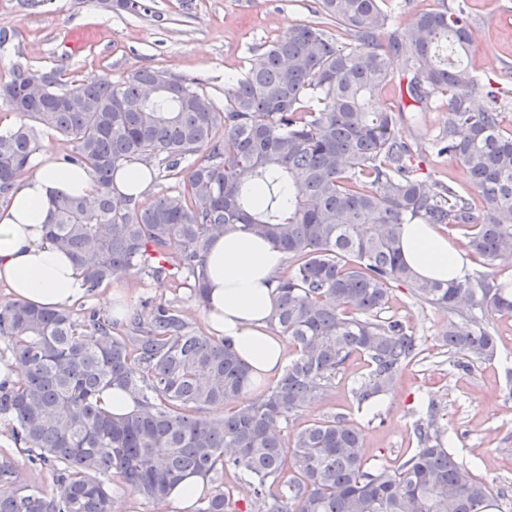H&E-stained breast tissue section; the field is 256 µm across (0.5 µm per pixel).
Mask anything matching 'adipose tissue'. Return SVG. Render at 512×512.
Masks as SVG:
<instances>
[{
	"label": "adipose tissue",
	"instance_id": "1",
	"mask_svg": "<svg viewBox=\"0 0 512 512\" xmlns=\"http://www.w3.org/2000/svg\"><path fill=\"white\" fill-rule=\"evenodd\" d=\"M33 165L8 208L0 211V284L12 299L59 309L82 294L83 276L45 237L50 198L59 189L89 198L93 187L87 172L60 165L49 155ZM400 243L417 278L460 281L471 273L463 255L431 225H402ZM286 258L268 239L235 229L215 237L209 250L204 318L248 366L254 385L274 378L284 365V346L269 333L267 320L275 301L274 278Z\"/></svg>",
	"mask_w": 512,
	"mask_h": 512
}]
</instances>
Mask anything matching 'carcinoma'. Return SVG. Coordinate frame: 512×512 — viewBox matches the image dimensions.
<instances>
[{
    "instance_id": "cac0c4a2",
    "label": "carcinoma",
    "mask_w": 512,
    "mask_h": 512,
    "mask_svg": "<svg viewBox=\"0 0 512 512\" xmlns=\"http://www.w3.org/2000/svg\"><path fill=\"white\" fill-rule=\"evenodd\" d=\"M384 0H317L314 18L277 36L224 89L218 105L194 79L140 69L120 81L79 82L62 71L15 67L0 100L27 119L0 132V208L32 168L40 137L72 144L66 161L92 178L96 200L58 191L47 236L82 270L85 292L130 273L189 289L207 301L212 240L240 227L288 255L269 328L294 355L255 398L248 369L222 336L193 330L159 303L135 309L123 329L96 313L0 302V343L18 378L0 380V426L51 483L31 484L0 452V512H110L104 479L160 500L190 474H243L221 483L195 512H505L512 489L474 473L443 447L437 414L415 424L417 448L393 467L369 468L360 430L333 416L288 431L309 402L328 397L354 357L368 373L357 407L391 392L421 346L403 320L383 317L392 287L448 312L439 333L450 354L490 361L494 317L512 316V99L463 64L474 41L466 0L417 13L405 35ZM387 37L381 45V37ZM403 67L411 111L448 100L431 146L465 170L482 203L421 178V145L401 132L404 109L383 87ZM198 156L190 170L181 167ZM134 159L176 184L140 201L114 178ZM264 201L254 203V190ZM440 224L489 272L442 283L419 280L400 246L404 224ZM114 386L135 401L104 408ZM207 406L227 412L206 418Z\"/></svg>"
}]
</instances>
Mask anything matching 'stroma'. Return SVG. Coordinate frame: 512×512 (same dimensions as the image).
Segmentation results:
<instances>
[{"label": "stroma", "mask_w": 512, "mask_h": 512, "mask_svg": "<svg viewBox=\"0 0 512 512\" xmlns=\"http://www.w3.org/2000/svg\"><path fill=\"white\" fill-rule=\"evenodd\" d=\"M138 11L106 8L102 0H0V82L15 65L64 69L67 77L114 82L133 71L154 68L199 79L205 93L224 100V84L254 60L265 43L309 19L315 0H139ZM475 43L466 58L481 81L512 93V0H467ZM448 104L433 102L406 115V139L424 144L420 175L427 181L470 185L454 159L429 148L444 127ZM127 308L159 302L178 306L201 332L208 326L203 307L189 290L139 282L125 275L74 304L78 314L104 312L108 293ZM388 314L400 317L419 338L424 359L400 375L380 407V419L358 410L351 389L367 372L362 359L351 360L337 374L331 396L303 407L297 423L344 415L363 435L367 466L393 464L416 448L413 428L429 410L437 418L452 450L494 484L512 487V317L494 320L496 355L492 361L461 367L438 341L446 312L415 305L408 285L392 290Z\"/></svg>", "instance_id": "obj_1"}]
</instances>
